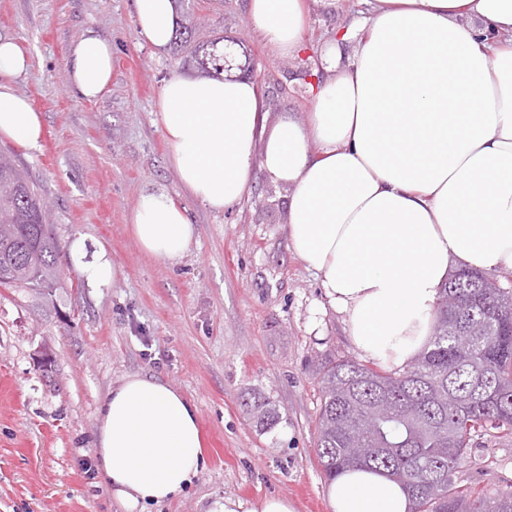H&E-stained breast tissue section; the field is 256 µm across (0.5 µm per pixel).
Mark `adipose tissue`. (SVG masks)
Listing matches in <instances>:
<instances>
[{
	"instance_id": "obj_1",
	"label": "adipose tissue",
	"mask_w": 512,
	"mask_h": 512,
	"mask_svg": "<svg viewBox=\"0 0 512 512\" xmlns=\"http://www.w3.org/2000/svg\"><path fill=\"white\" fill-rule=\"evenodd\" d=\"M268 48L298 52L305 0H250ZM140 35L169 45L173 0H135ZM351 63L329 66L304 123L265 131L248 78L176 74L156 121L186 192L221 212L245 195L253 164L290 188L294 254L322 276L364 357L402 368L423 349L454 268L512 272V0H371ZM28 56L0 36V139L39 148L43 118L12 86ZM68 86L97 99L112 80V45L86 31L71 45ZM130 230L148 255L180 261L196 237L165 190L141 193ZM72 258L93 286L115 274L106 247ZM97 467L123 512L181 495L204 464L196 407L164 382L128 376L108 394ZM332 512H408L404 488L367 468L327 488Z\"/></svg>"
}]
</instances>
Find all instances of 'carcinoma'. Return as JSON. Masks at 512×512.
I'll return each instance as SVG.
<instances>
[{
  "label": "carcinoma",
  "mask_w": 512,
  "mask_h": 512,
  "mask_svg": "<svg viewBox=\"0 0 512 512\" xmlns=\"http://www.w3.org/2000/svg\"><path fill=\"white\" fill-rule=\"evenodd\" d=\"M175 50L188 54L203 77H221L224 37L200 40L191 8L180 0ZM46 203L28 171L0 151V265L11 274L2 288L48 296L58 284L60 241L40 222ZM496 317L497 332L483 326ZM317 437L319 464L330 480L354 467L375 468L400 483L412 512H512V491L472 497L453 475L475 436L512 435V309L494 282L460 271L441 291L432 339L403 369L384 370L353 359L321 366ZM391 400L397 414L357 428L351 404Z\"/></svg>",
  "instance_id": "obj_1"
}]
</instances>
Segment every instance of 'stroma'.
<instances>
[{
  "label": "stroma",
  "mask_w": 512,
  "mask_h": 512,
  "mask_svg": "<svg viewBox=\"0 0 512 512\" xmlns=\"http://www.w3.org/2000/svg\"><path fill=\"white\" fill-rule=\"evenodd\" d=\"M201 39L224 36L248 52L267 127L301 123L311 106L310 57L351 35L365 0H316L295 57L273 55L249 0H193ZM112 42V82L87 101L68 89L67 58L85 31ZM0 36L31 60L14 79L43 116L39 149L0 140L50 203L62 280L51 298L0 288V512H119L94 461L100 409L134 374L155 377L197 408L204 467L187 493L150 512H210L227 498L287 497L297 512H330L316 455L327 359H359L348 316L289 246L287 185L254 165L249 195L208 210L182 188L155 121L166 81L191 71L174 48L139 34L134 0H0ZM165 189L197 236L171 263L141 250L127 222L140 194ZM84 238L105 245L116 274L91 287L70 257ZM53 351L43 372L40 352ZM274 414L263 425L254 412ZM457 485L492 496L512 490V438L475 437Z\"/></svg>",
  "instance_id": "1"
}]
</instances>
